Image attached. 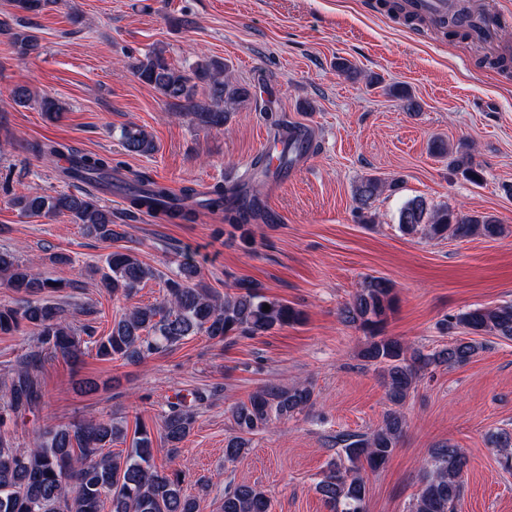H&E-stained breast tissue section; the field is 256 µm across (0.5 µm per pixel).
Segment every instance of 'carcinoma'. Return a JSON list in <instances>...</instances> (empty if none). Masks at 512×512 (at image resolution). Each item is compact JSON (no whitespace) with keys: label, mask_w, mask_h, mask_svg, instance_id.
<instances>
[{"label":"carcinoma","mask_w":512,"mask_h":512,"mask_svg":"<svg viewBox=\"0 0 512 512\" xmlns=\"http://www.w3.org/2000/svg\"><path fill=\"white\" fill-rule=\"evenodd\" d=\"M458 2L457 13L442 22L440 28L450 38L467 39L469 33L461 19L473 13L476 5L471 0ZM14 45L26 57L37 48V41L27 32H16ZM226 71L224 61L213 58L196 61L189 69L181 70L172 66L162 51L155 50L138 63L135 75L156 89L169 106L188 113L205 126L220 128L229 121L234 106L250 101L253 96L249 87L233 83ZM275 126L278 140L284 145L279 156L280 164L284 165L288 163L286 156L301 152L303 145L288 138V126L280 122ZM119 141L131 154L154 149L142 129H121ZM431 150L448 156L452 170L470 183L478 185L483 181V171L470 146L464 144L451 153L443 142L434 141ZM33 151L38 157L66 158L68 166L63 174L69 180L93 181L102 190L112 189V159L107 156L81 153L52 140L35 144ZM386 187L394 191L398 184L387 185L379 178L367 177L356 185L357 210L364 222H370L371 204ZM195 196L194 189L185 188L176 199L169 187L155 181L128 188L131 208L166 220H193L195 209L189 201ZM225 197L226 189L217 185L207 193L202 206L224 213V220L233 225L258 210L253 200H244L236 209L227 210ZM12 203L25 215L66 214L81 225L85 234L101 243L121 236L113 224L112 211L92 193L45 196L21 192L13 197ZM399 225L408 235L420 234L429 239L467 238L476 234L494 238L504 232L503 225L491 214L435 209L419 197L404 203ZM105 263L107 271L102 273L100 283L116 297L129 299L142 283L160 277L156 268L132 251H113L106 256ZM0 285L28 296L21 307L0 306V335L31 329L45 350L66 359H76L94 349L103 359L136 363L199 333L222 343L262 335L302 319L300 310L269 298L261 285L252 280L238 281L233 293L217 294L201 279L197 265L192 262L182 263L175 276L164 280L167 301L132 307L113 322L107 335L98 338L90 331L81 333L66 325L63 308L43 298L62 288H74L76 283L44 278L19 264L9 251L1 250ZM394 304L392 283L371 277L363 281L352 300L341 309L344 322L358 326L368 335L362 357L382 369L385 396L392 409L385 414L382 424L369 432L338 431L332 436L336 458L315 484L330 512H364L366 486L361 470H377L393 454L404 425L398 407L405 403L421 375L443 366L468 363L480 348L474 340L476 336L512 339V304H507L474 308L443 320L442 329L461 327L473 335L468 341L457 339L430 352L411 349L396 338L380 335ZM265 305L270 309L263 310ZM38 368L39 360L25 361L0 388V398L5 401L0 428L6 421L21 418L40 405L43 393ZM315 400L312 385L296 383L265 386L234 403L230 407L233 435L225 440L224 459L237 460L250 447L252 435L278 420L304 412ZM193 423L186 397L179 395L168 402L162 415L161 436L171 453H178ZM125 435L126 431L111 420L80 421L45 430L36 447L20 451L0 434V512H104L106 508L110 512H200L197 499L183 492L179 471L164 474L153 468V440L146 429L135 430L130 452L112 453V444ZM489 440L497 449L501 467L512 471V433L493 432ZM465 465V457L458 448L450 445L432 449L409 512H457L465 493ZM222 512H269V499L255 486L239 485L224 494Z\"/></svg>","instance_id":"carcinoma-1"}]
</instances>
